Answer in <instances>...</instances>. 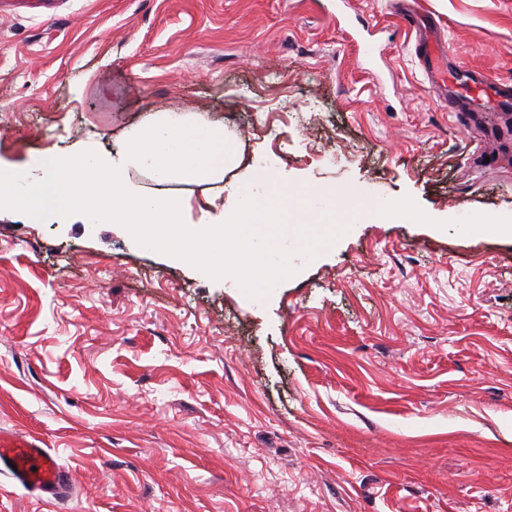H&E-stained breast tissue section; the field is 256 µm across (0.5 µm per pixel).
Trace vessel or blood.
<instances>
[{
  "label": "vessel or blood",
  "mask_w": 512,
  "mask_h": 512,
  "mask_svg": "<svg viewBox=\"0 0 512 512\" xmlns=\"http://www.w3.org/2000/svg\"><path fill=\"white\" fill-rule=\"evenodd\" d=\"M422 68L430 81L438 102L444 103L452 116H459L455 104L457 90L448 79V56L439 39L427 41L422 59ZM467 79L475 85L488 87L492 91V105L500 111L512 110V86L495 84L492 77L473 71ZM0 463L10 466L11 477L39 494L58 499L67 489L64 469L57 458L42 446L35 436H23L12 430H0Z\"/></svg>",
  "instance_id": "vessel-or-blood-1"
}]
</instances>
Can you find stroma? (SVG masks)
I'll return each mask as SVG.
<instances>
[{
  "instance_id": "obj_1",
  "label": "stroma",
  "mask_w": 512,
  "mask_h": 512,
  "mask_svg": "<svg viewBox=\"0 0 512 512\" xmlns=\"http://www.w3.org/2000/svg\"><path fill=\"white\" fill-rule=\"evenodd\" d=\"M0 9V163L153 112L222 124L247 171L411 197L260 300L122 226L0 212V428L72 491L0 471V512H512V112L438 104L403 21L451 67L512 81V0H54ZM334 153L327 162L326 153ZM35 436H23L12 430H0V463L4 464L10 476L19 484L26 485L33 492L55 500L61 498L67 489L64 469L57 458L42 446ZM15 465V469L11 468ZM36 468V471H32Z\"/></svg>"
}]
</instances>
